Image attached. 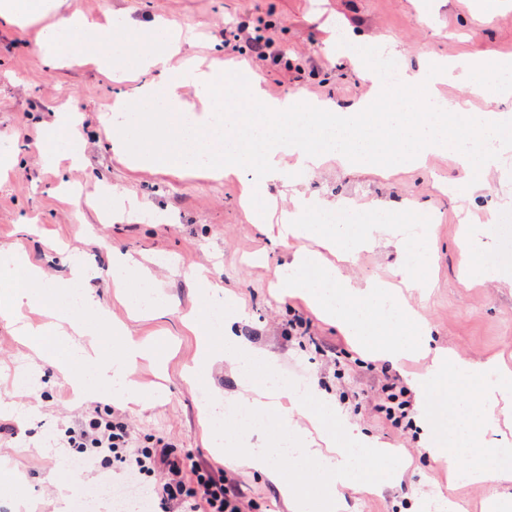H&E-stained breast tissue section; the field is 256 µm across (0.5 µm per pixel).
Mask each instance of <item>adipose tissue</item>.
Wrapping results in <instances>:
<instances>
[{
	"label": "adipose tissue",
	"mask_w": 512,
	"mask_h": 512,
	"mask_svg": "<svg viewBox=\"0 0 512 512\" xmlns=\"http://www.w3.org/2000/svg\"><path fill=\"white\" fill-rule=\"evenodd\" d=\"M51 10L49 0H0V22L42 23ZM181 48L179 33L163 19L113 14L101 25L75 10L62 24L43 25L37 58L51 69L65 61L90 63L106 74L150 73V80L132 94L117 96L109 108L110 144L116 155L137 170L202 172L215 180L248 173L247 213L283 255L274 283L279 293L303 296L376 359L396 365L411 353L428 350L431 328L419 308L386 282L356 281L343 273L344 266L373 242L380 226L417 224L418 243L397 244L405 255L397 274L418 294H425L430 286L425 270L431 259L426 244L433 228L421 210H392L380 204L369 215L359 216L301 198L272 228L264 223L259 201L270 182L286 178L279 161L285 150L295 156L300 173L314 172L330 154L351 166L379 172L423 166L431 155L444 152L454 154L474 177L500 167L512 154V136L507 133L512 124L499 112L461 111L458 103L440 97L437 87L463 79L474 96L511 98L512 57L432 58L424 68L404 72L391 82L381 77L373 52L354 50L347 57L366 71L371 89L350 111L339 112L326 102L304 103L296 94L265 99L254 74L228 82L215 67L188 66L172 72L168 62ZM189 86L206 97L203 109L186 101L183 91ZM244 95L254 102L253 111H237ZM77 125L76 109L53 113L46 125L45 159L64 155L72 164L80 163ZM298 238L319 239L324 250L335 252L336 264L325 263L321 252L293 248ZM59 289L30 261L22 242L0 247V291L5 294L0 321L21 323L25 309L43 308L51 323L24 325L23 331L58 364L75 400L84 399L98 385L106 386L115 401L137 400L133 374L139 362L152 355V347L128 336L121 354L109 359L96 344L82 347L56 338V322L70 323L79 331L85 321L108 319L91 291H83L75 311L58 304ZM186 324L197 338L188 374L203 375L221 356L235 364L249 394L245 410L251 423L235 442L219 425L224 415L221 396L202 406V415L213 423L210 447L269 477L292 512H342L341 487L363 472L366 459H389V449L376 446L325 392L302 393L277 382V361L270 353L240 343L229 332L223 345H215L209 313L187 316ZM431 353L413 384L424 405L418 414L425 431L420 453L454 481L491 485L488 512H512V491L501 487L512 480V448H489L484 442L485 432L499 422L498 406L512 403V369L452 349ZM452 382L457 385L453 392L448 389ZM302 418L322 431L323 448L314 447L308 430L299 426Z\"/></svg>",
	"instance_id": "ef3b65f1"
}]
</instances>
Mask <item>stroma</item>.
Instances as JSON below:
<instances>
[{
    "label": "stroma",
    "instance_id": "obj_1",
    "mask_svg": "<svg viewBox=\"0 0 512 512\" xmlns=\"http://www.w3.org/2000/svg\"><path fill=\"white\" fill-rule=\"evenodd\" d=\"M73 10L95 18L115 12L135 20L164 17L188 37L184 51L200 67L219 61L225 75L233 77L244 62L261 78L267 99L298 93L309 101H333L340 112L370 90L369 80L346 57L327 50L345 32L380 48L396 44L412 70L429 57H512V0H501L486 14L474 8L473 0H60L56 15ZM228 25L272 37L282 51L279 63L252 59L243 42L225 46ZM39 37V26L0 23V154L17 158L12 170L0 175V246L22 241L31 260L57 278L65 277L71 259L85 260L98 271L89 286L110 313L111 323L101 334L105 351H120L122 338L111 325L121 322L131 335L157 342L164 364L144 360L138 365L134 377L145 396L141 404L120 405L100 392L74 406L55 368L0 322V425L16 432L0 446V506L8 512H74L83 487L96 476L64 470L60 460L65 451L50 441L107 410L128 426L138 446L151 448L164 440L224 475L249 503V512H291L271 480L216 454L203 436L202 405L213 394L240 391L224 363L198 383L184 376L197 341L181 317L201 305L192 277L206 269L220 283L213 302L231 298L244 303L245 312L234 323L242 341L273 354L279 370L301 377L304 387L335 393L345 416L395 454L400 475L381 490L344 489V512H443L445 497L464 502L467 512H483L486 486L450 483L444 471L418 453L414 428L392 427L376 409L382 385L411 387L425 360L382 366L303 299L279 297L271 283L281 253L239 205L246 175L213 180L130 169L110 149L105 117L114 95L131 90V83L109 81L88 66L44 68L33 54ZM68 103L77 104L83 114L84 163L68 172L71 189L63 192L40 147L44 122ZM484 181L482 192L469 194L465 172L448 154L434 155L428 168L389 175L330 159L313 174L297 176L294 184L273 182L267 193L275 217L292 208L298 191L361 212L377 200L394 208L417 202L435 212L429 267L434 286L422 299L433 329L431 344L512 366V286L468 278L461 270L463 222L486 224L489 210H512V154L503 170L488 172ZM104 186L134 202L135 211L100 221L96 199ZM486 226L477 259L492 267L512 266V223ZM117 251L143 263L155 260L164 315L130 317L108 274ZM396 259L395 248L381 241L361 251L345 273L356 280H388ZM297 317L308 320V327L289 330V320ZM11 473L25 478V496L11 492Z\"/></svg>",
    "mask_w": 512,
    "mask_h": 512
}]
</instances>
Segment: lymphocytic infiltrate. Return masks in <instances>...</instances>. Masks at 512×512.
Segmentation results:
<instances>
[{
  "label": "lymphocytic infiltrate",
  "mask_w": 512,
  "mask_h": 512,
  "mask_svg": "<svg viewBox=\"0 0 512 512\" xmlns=\"http://www.w3.org/2000/svg\"><path fill=\"white\" fill-rule=\"evenodd\" d=\"M58 444L77 450L73 459L77 466L105 462L133 479L132 495L125 500L123 512H151L154 504L165 506L174 500L186 504L188 512H242L239 494L223 476L192 463L190 454L176 451L171 444L137 446L122 423L93 418L67 428ZM159 470L167 471L168 482L141 483V476Z\"/></svg>",
  "instance_id": "lymphocytic-infiltrate-1"
}]
</instances>
